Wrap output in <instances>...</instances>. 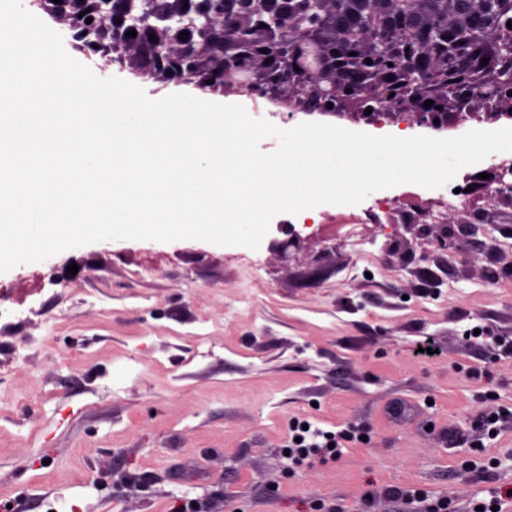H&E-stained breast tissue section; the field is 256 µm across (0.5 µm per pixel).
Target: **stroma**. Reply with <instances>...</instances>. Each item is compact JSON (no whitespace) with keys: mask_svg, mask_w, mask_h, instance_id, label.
<instances>
[{"mask_svg":"<svg viewBox=\"0 0 512 512\" xmlns=\"http://www.w3.org/2000/svg\"><path fill=\"white\" fill-rule=\"evenodd\" d=\"M54 29L98 77L149 98L239 101L104 66L76 49L69 23ZM299 119L423 132L394 115ZM424 197L436 222L383 212L359 236L328 224L318 240L283 214L255 250L103 240L0 273V505L168 512L210 499L215 512H309L322 498L392 512L397 486L471 512L512 488V419L481 426L512 411V195L451 209L443 189ZM292 229L305 241L285 259L275 244ZM422 336L440 357L414 356ZM296 418L365 439L292 471L281 450Z\"/></svg>","mask_w":512,"mask_h":512,"instance_id":"35a3bbf8","label":"stroma"}]
</instances>
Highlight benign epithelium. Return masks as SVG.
<instances>
[{
    "label": "benign epithelium",
    "instance_id": "7a95c632",
    "mask_svg": "<svg viewBox=\"0 0 512 512\" xmlns=\"http://www.w3.org/2000/svg\"><path fill=\"white\" fill-rule=\"evenodd\" d=\"M139 2L144 39L128 57L150 66L165 55L167 67L156 70L163 82L204 86L211 80L227 92L286 99L302 112L336 114L346 101L357 100L362 109H372L373 118L428 112L433 121L450 105L458 121L475 107H496L506 99L494 90L512 85V69L497 67L491 52L512 35L501 33L486 8L476 25L475 12L463 0H444L437 17L428 13L425 0H278L271 12L256 9L255 0H216L206 12L185 9L194 18L185 40L179 38L180 19L150 24L156 0ZM306 7L324 24L307 26ZM95 11L93 32L104 53L131 42L125 36L130 26L113 17L104 0H96ZM411 33L417 51L406 65L368 66V58L404 55ZM427 100L434 105L424 106ZM484 173L488 178H473L472 189L481 196L512 175V166L494 164Z\"/></svg>",
    "mask_w": 512,
    "mask_h": 512
}]
</instances>
